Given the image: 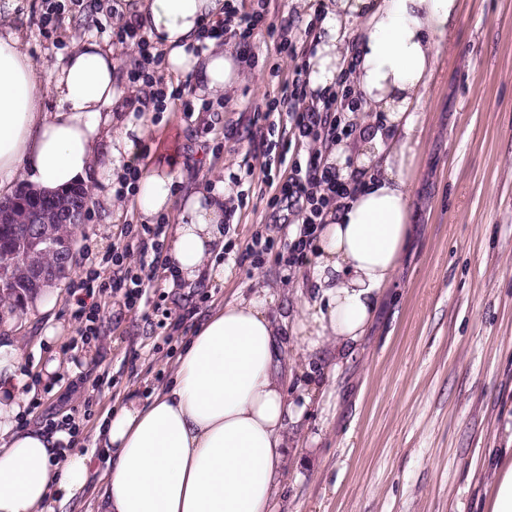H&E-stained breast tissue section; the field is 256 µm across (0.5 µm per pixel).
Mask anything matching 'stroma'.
<instances>
[{
  "label": "stroma",
  "mask_w": 512,
  "mask_h": 512,
  "mask_svg": "<svg viewBox=\"0 0 512 512\" xmlns=\"http://www.w3.org/2000/svg\"><path fill=\"white\" fill-rule=\"evenodd\" d=\"M20 2L35 61L66 54L87 36L112 39L75 10L45 35L40 0ZM459 3V23L430 83L411 232L393 288L340 368L307 361L295 337L285 340L283 379L303 414L287 426L273 512H485L490 471L512 439L504 429L512 419V0ZM237 5L263 18L242 51L249 76L237 101L219 110L209 134L202 131L207 113L189 116L169 105L146 138L181 171L185 188L215 170L249 186L225 237L223 277L179 284L157 271L147 308L129 309L121 297L103 294L101 335L81 343L66 303L69 285L85 277L86 253L111 252L119 219L137 220L129 200L119 217L95 208L76 234L77 269L57 286L55 307L12 330L40 402L29 425L72 414L80 425L75 449L93 451L109 412L128 396L149 398L168 380L184 341L216 306L264 294L274 300V321L303 310L311 267L282 260L287 210L270 206L265 183L264 153L283 140L252 118L294 67L277 54L267 26L291 23L292 38L312 43L321 0L302 8L292 0ZM260 235L273 238L274 251L256 265L247 253ZM50 326L60 334L48 343L42 335ZM54 359L61 379L48 390L41 373Z\"/></svg>",
  "instance_id": "obj_1"
}]
</instances>
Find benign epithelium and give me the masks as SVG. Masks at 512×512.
<instances>
[{
  "instance_id": "obj_1",
  "label": "benign epithelium",
  "mask_w": 512,
  "mask_h": 512,
  "mask_svg": "<svg viewBox=\"0 0 512 512\" xmlns=\"http://www.w3.org/2000/svg\"><path fill=\"white\" fill-rule=\"evenodd\" d=\"M88 211V192L76 185L67 192L46 195L23 189L17 195L0 198V224H15L29 245L20 261L39 290L69 277L75 266L72 239H61L52 228L61 224L77 230Z\"/></svg>"
}]
</instances>
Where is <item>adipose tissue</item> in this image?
I'll list each match as a JSON object with an SVG mask.
<instances>
[{"mask_svg": "<svg viewBox=\"0 0 512 512\" xmlns=\"http://www.w3.org/2000/svg\"><path fill=\"white\" fill-rule=\"evenodd\" d=\"M225 0H122L175 74H192L200 95L237 98L246 78L240 56L222 40L199 45L200 26L223 16ZM17 0H0V197L26 184L54 192L88 185L92 201L120 203L101 192L103 156L140 155L149 117L120 119L113 106L143 92L117 81L121 63L108 43L82 39L67 55L35 63L14 18ZM308 60L309 85H336L353 58L351 87L366 118L353 144L335 146L328 162L358 190L330 211L314 244L311 309L298 323L308 350L331 344L352 354L367 333L410 232L411 183L421 143L429 83L439 47L459 19L458 0H324ZM362 26L356 46L342 29ZM179 173L146 160L135 205L143 220H173L167 256L180 282L221 277L224 201L231 189L211 175L206 188L179 195ZM267 296L218 307L184 344L167 384L148 400L128 399L99 437L106 466L60 447L66 432L21 428L36 394L19 372L22 343H0V512H55L89 481L100 484L97 512H270L284 457L283 433L299 413L280 380L281 329Z\"/></svg>", "mask_w": 512, "mask_h": 512, "instance_id": "adipose-tissue-1", "label": "adipose tissue"}]
</instances>
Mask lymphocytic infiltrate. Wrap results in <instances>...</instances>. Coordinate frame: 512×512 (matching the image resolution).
<instances>
[{
    "label": "lymphocytic infiltrate",
    "instance_id": "f902f5d3",
    "mask_svg": "<svg viewBox=\"0 0 512 512\" xmlns=\"http://www.w3.org/2000/svg\"><path fill=\"white\" fill-rule=\"evenodd\" d=\"M95 12L104 13L112 26V42L118 50L136 49L143 56L144 65L127 73L129 84L150 87L151 93L145 98L144 107L156 112L165 111L168 102H180L184 111H210V104H194L189 82L167 84L156 68L162 58L154 54L148 38L125 20L117 7L106 8L95 4ZM261 22L257 13L240 11L233 5H225L221 20L204 23L197 35L198 42L213 38H229L242 45L250 40ZM302 68H295L292 78L284 80L276 95L268 103L265 112L255 113V120H269L277 113H285V125L295 142L306 146V157L288 156L280 152L270 158L269 163L284 170L285 178L274 186V197L285 203L289 214L293 215L294 227L288 233V263L302 266L308 252L312 251L317 232L331 209L336 208L342 199L349 197L353 189L350 182L339 178L334 167L327 163L324 151L351 136L353 125L348 118L354 109L349 91L320 95L315 103L305 104L306 82L302 78ZM163 227L159 224H145L141 229L125 225L120 232L117 244L112 248L111 262L122 265L130 254H138V271H126L124 275L101 281L96 270H89L86 277L73 285L67 302L72 314L81 325L82 339L98 336L100 331V308L94 304L96 294L109 290L122 295L128 308L145 307L149 304L146 282L152 279L162 263V246L159 238Z\"/></svg>",
    "mask_w": 512,
    "mask_h": 512
}]
</instances>
